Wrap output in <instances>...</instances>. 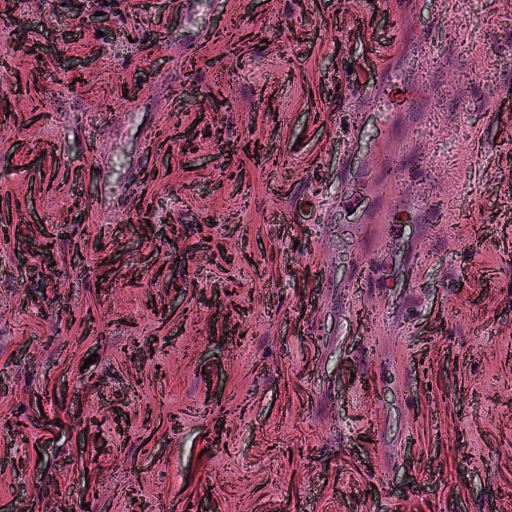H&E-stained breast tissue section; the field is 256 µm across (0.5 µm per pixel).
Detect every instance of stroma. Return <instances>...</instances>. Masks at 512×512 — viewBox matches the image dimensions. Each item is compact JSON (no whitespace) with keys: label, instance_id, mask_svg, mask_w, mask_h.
Returning <instances> with one entry per match:
<instances>
[{"label":"stroma","instance_id":"1","mask_svg":"<svg viewBox=\"0 0 512 512\" xmlns=\"http://www.w3.org/2000/svg\"><path fill=\"white\" fill-rule=\"evenodd\" d=\"M0 512H512V0H0ZM419 165L413 153L402 147L389 154L388 163L382 174V181L386 185L391 199L396 198L402 181ZM420 176H426L428 167L421 165L417 168Z\"/></svg>","mask_w":512,"mask_h":512}]
</instances>
